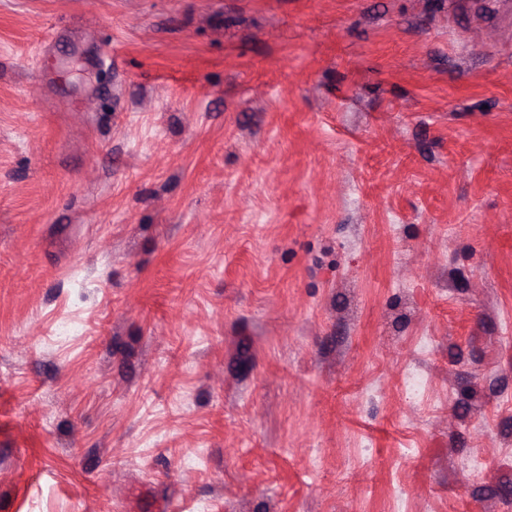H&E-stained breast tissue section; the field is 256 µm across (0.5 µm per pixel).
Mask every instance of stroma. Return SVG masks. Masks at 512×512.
Here are the masks:
<instances>
[{"mask_svg":"<svg viewBox=\"0 0 512 512\" xmlns=\"http://www.w3.org/2000/svg\"><path fill=\"white\" fill-rule=\"evenodd\" d=\"M509 323L512 0H0V512H512Z\"/></svg>","mask_w":512,"mask_h":512,"instance_id":"obj_1","label":"stroma"}]
</instances>
